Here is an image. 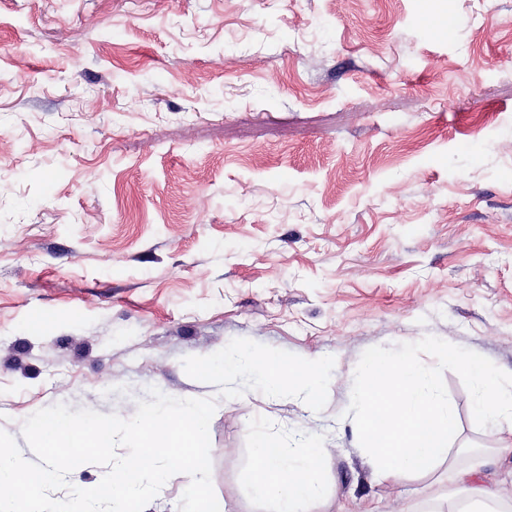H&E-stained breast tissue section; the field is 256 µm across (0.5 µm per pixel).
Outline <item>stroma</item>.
<instances>
[{"label":"stroma","instance_id":"stroma-1","mask_svg":"<svg viewBox=\"0 0 512 512\" xmlns=\"http://www.w3.org/2000/svg\"><path fill=\"white\" fill-rule=\"evenodd\" d=\"M512 381V0H0V430L63 403L212 399L221 512H269L254 441L317 438L314 512H436L447 464L379 480L361 362L411 354L494 448ZM332 369L318 411L230 386L240 350ZM439 347L443 358L456 361L475 382L478 389L476 413L498 423L501 452L512 451V383L502 384L498 373L479 355L460 354L444 345Z\"/></svg>","mask_w":512,"mask_h":512}]
</instances>
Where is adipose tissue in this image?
<instances>
[{
  "label": "adipose tissue",
  "mask_w": 512,
  "mask_h": 512,
  "mask_svg": "<svg viewBox=\"0 0 512 512\" xmlns=\"http://www.w3.org/2000/svg\"><path fill=\"white\" fill-rule=\"evenodd\" d=\"M445 359L457 362L475 382L477 414L495 420L503 450L512 449V385L482 357L443 349ZM324 360L287 361L259 352H246L237 362L205 359L201 372L220 382L237 372L251 370L268 396L285 388L300 390L308 410H315L323 395ZM365 386L360 393L364 419L360 431L382 481L401 483L448 462V484L439 500L447 512H512V500L494 487L482 485L480 474L493 459L483 450L470 449L465 466L451 464L457 423L451 409L436 394L431 372L407 357L369 356L364 363ZM321 453L314 441L291 448L280 441L257 436L251 490L255 498L272 503L273 512H311L323 495Z\"/></svg>",
  "instance_id": "1"
}]
</instances>
